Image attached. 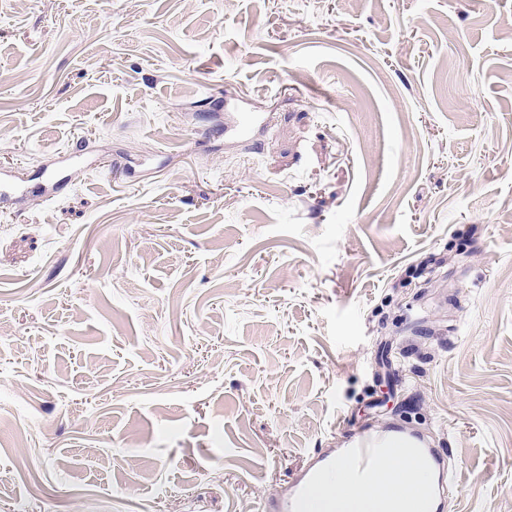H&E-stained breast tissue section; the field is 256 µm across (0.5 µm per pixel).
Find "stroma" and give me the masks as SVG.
Listing matches in <instances>:
<instances>
[{
	"label": "stroma",
	"instance_id": "35a3bbf8",
	"mask_svg": "<svg viewBox=\"0 0 512 512\" xmlns=\"http://www.w3.org/2000/svg\"><path fill=\"white\" fill-rule=\"evenodd\" d=\"M1 169L0 512H256L345 419L512 512V0H0Z\"/></svg>",
	"mask_w": 512,
	"mask_h": 512
}]
</instances>
